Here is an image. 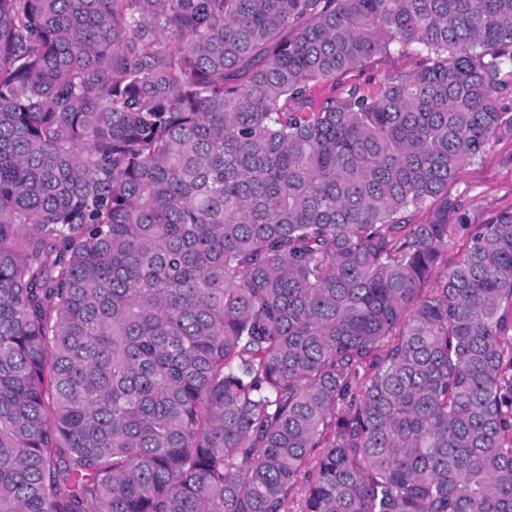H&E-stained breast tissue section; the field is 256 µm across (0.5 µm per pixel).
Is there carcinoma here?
Wrapping results in <instances>:
<instances>
[{
	"mask_svg": "<svg viewBox=\"0 0 512 512\" xmlns=\"http://www.w3.org/2000/svg\"><path fill=\"white\" fill-rule=\"evenodd\" d=\"M509 88L512 0H0V512H512ZM417 57L416 53H398L394 52L389 56H376L368 61L361 71L350 72L344 74L328 83H323L315 87L313 95L317 99H321L332 93L337 94L339 91V85L347 82H359L363 84H369L370 88H373L379 81L386 75L397 73V72H410L416 68ZM336 83V84H335ZM512 135H504L492 144L482 159L467 165L457 181L448 186L452 194L464 193L474 204L472 218L480 221L485 212L512 207Z\"/></svg>",
	"mask_w": 512,
	"mask_h": 512,
	"instance_id": "cac0c4a2",
	"label": "carcinoma"
}]
</instances>
